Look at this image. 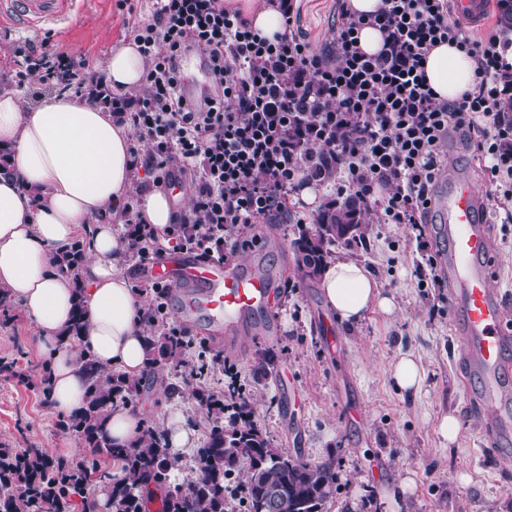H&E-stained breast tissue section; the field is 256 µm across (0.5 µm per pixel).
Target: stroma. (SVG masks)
<instances>
[{"instance_id":"obj_1","label":"stroma","mask_w":512,"mask_h":512,"mask_svg":"<svg viewBox=\"0 0 512 512\" xmlns=\"http://www.w3.org/2000/svg\"><path fill=\"white\" fill-rule=\"evenodd\" d=\"M340 0H296L293 26L311 50L332 39ZM127 34V14L117 0H82L72 21L41 31V38L71 57H87L103 65ZM25 32L0 29V89L17 92L32 107V85L13 75V49ZM330 189L318 191L316 203L292 201L290 220L262 226L263 240H277L272 254L283 283L272 309L278 334L258 330L233 346L217 340L205 324L187 329L191 340L181 361L162 362L145 374L133 406H151L148 421L160 425L179 415L197 443H203L211 422L194 392L206 385L228 395L244 387L251 419L274 448L306 462L332 461L337 493L325 512H512V443L488 447L477 415L466 400L462 349L452 332L449 307L439 306L433 289L420 285L417 232L406 224L379 223L376 207L365 209L366 246L339 243L332 256L362 261L379 287L397 305L394 316L367 315L358 326L340 324L325 306L319 283L297 269L291 245L303 225H312L327 203ZM494 226L493 284L512 309V211L488 209ZM12 319L0 325V357L13 360L15 373L0 375V443L24 449L49 450L82 443L74 430L58 425L59 414L45 404L38 389L43 358L31 350L33 325L19 304ZM276 352L287 366L301 399L298 417L285 418L277 378L256 381L258 351ZM214 364L205 382L190 374L199 352ZM420 358L426 378L419 394L400 392L391 365L398 353ZM459 422L455 441L440 431L445 415ZM414 479L411 492L396 500L380 498L378 490L398 475Z\"/></svg>"}]
</instances>
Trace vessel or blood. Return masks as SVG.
<instances>
[{"instance_id":"vessel-or-blood-1","label":"vessel or blood","mask_w":512,"mask_h":512,"mask_svg":"<svg viewBox=\"0 0 512 512\" xmlns=\"http://www.w3.org/2000/svg\"><path fill=\"white\" fill-rule=\"evenodd\" d=\"M76 0H5L0 26L36 32L69 20ZM489 0H451L461 23L485 22ZM443 243L442 269L452 285L449 305L455 336L463 347L470 380L468 398L477 404L486 440L512 436V318L492 286L490 224L483 195L472 181L445 177L431 208ZM153 278L180 300L184 318L205 317L225 332L238 334L266 318L277 288L245 262L169 254Z\"/></svg>"}]
</instances>
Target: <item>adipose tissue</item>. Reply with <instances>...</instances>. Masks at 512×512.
<instances>
[{"label": "adipose tissue", "instance_id": "1", "mask_svg": "<svg viewBox=\"0 0 512 512\" xmlns=\"http://www.w3.org/2000/svg\"><path fill=\"white\" fill-rule=\"evenodd\" d=\"M474 69L472 59L446 42L432 48L425 62L428 83L441 99L470 90ZM101 72L113 92L134 90L145 81L144 59L128 41L112 51ZM132 138L128 124L95 100L64 94L27 109L13 92L0 91V149L8 151L10 163L0 171V289L33 322L34 350L49 361V404L63 415L79 413L86 403L79 352L130 380L146 370L148 301L125 274L128 244L115 222L134 189L143 223L157 233L171 224L174 203L165 191L140 186ZM81 237L89 250L74 279L55 257ZM321 276L324 302L339 321L353 325L369 311L396 310L357 259H330ZM78 312L84 328L74 348L66 334ZM143 417L131 405L115 403L105 425L112 444L131 446Z\"/></svg>", "mask_w": 512, "mask_h": 512}]
</instances>
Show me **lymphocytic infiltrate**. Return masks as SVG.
Here are the masks:
<instances>
[{"label":"lymphocytic infiltrate","instance_id":"obj_1","mask_svg":"<svg viewBox=\"0 0 512 512\" xmlns=\"http://www.w3.org/2000/svg\"><path fill=\"white\" fill-rule=\"evenodd\" d=\"M375 15L341 8L320 52L291 29L254 30L224 0H154L151 21L129 17L127 33L146 64L140 95H113L112 109L152 151L159 185L189 175L195 192L165 237L128 209L131 247L141 256L175 250L224 254L236 229L285 214L304 186L376 204L384 224L427 223L447 144L460 138L484 160L499 205L512 203V37H478L451 20L449 0H383ZM383 46L361 51L363 27ZM456 43L473 58V90L436 97L425 76L435 44ZM15 76L46 89L83 92L100 76L89 59L49 48H15ZM233 100L227 108L225 100Z\"/></svg>","mask_w":512,"mask_h":512}]
</instances>
